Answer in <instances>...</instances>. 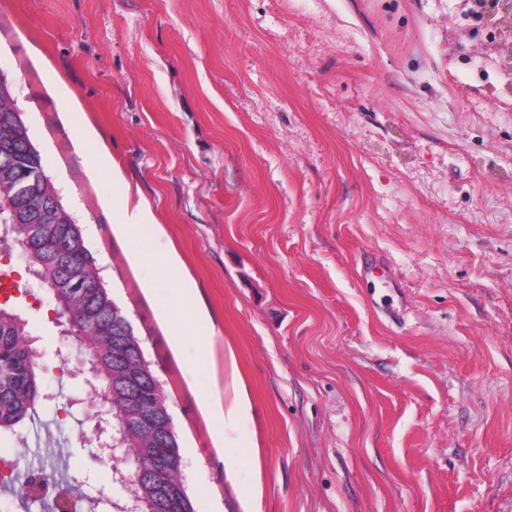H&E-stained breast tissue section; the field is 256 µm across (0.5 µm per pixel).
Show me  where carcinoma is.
I'll return each instance as SVG.
<instances>
[{
  "mask_svg": "<svg viewBox=\"0 0 512 512\" xmlns=\"http://www.w3.org/2000/svg\"><path fill=\"white\" fill-rule=\"evenodd\" d=\"M14 161L35 168L41 156L19 143ZM11 236L13 245L24 253L28 270L39 273L44 287L54 290L53 311L73 313L84 321L73 338L94 370L89 389L112 406L119 420L128 402L137 404L139 417L127 419L124 452L112 454L117 459L129 456L128 448L145 451L126 482L127 506L136 512H193L167 398L140 339L101 281L79 225L20 222ZM31 338L28 322L15 313H4L0 306V435L15 434L18 425L34 417L35 404L45 398L39 351ZM121 369L143 375L139 389L118 380ZM38 473L44 484L62 482L70 491L76 488L73 477L61 478L53 464L39 467ZM11 491L26 503L38 502L35 485L24 477L11 485ZM84 504V495L70 494L59 500L55 512H80Z\"/></svg>",
  "mask_w": 512,
  "mask_h": 512,
  "instance_id": "carcinoma-1",
  "label": "carcinoma"
}]
</instances>
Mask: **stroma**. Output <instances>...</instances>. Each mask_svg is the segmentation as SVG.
I'll use <instances>...</instances> for the list:
<instances>
[{"instance_id":"35a3bbf8","label":"stroma","mask_w":512,"mask_h":512,"mask_svg":"<svg viewBox=\"0 0 512 512\" xmlns=\"http://www.w3.org/2000/svg\"><path fill=\"white\" fill-rule=\"evenodd\" d=\"M511 44L472 0H0V75L168 396L194 512H242L253 485L261 512H512ZM59 81L154 223L113 234L118 188ZM158 240L181 266L132 267ZM193 302L173 350L158 311ZM10 305L70 414L0 445L110 512L52 301ZM228 346L252 405L224 446L202 403Z\"/></svg>"}]
</instances>
